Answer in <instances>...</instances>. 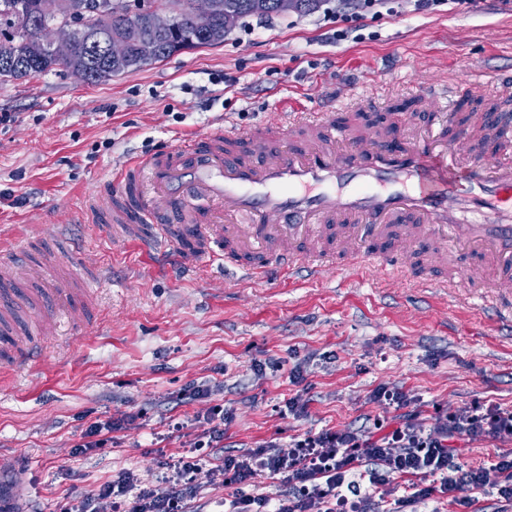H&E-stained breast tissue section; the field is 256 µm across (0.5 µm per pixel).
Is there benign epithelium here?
<instances>
[{"mask_svg": "<svg viewBox=\"0 0 512 512\" xmlns=\"http://www.w3.org/2000/svg\"><path fill=\"white\" fill-rule=\"evenodd\" d=\"M186 7L194 33L201 37L213 35L215 44L223 42L224 31L231 30L238 22V17L225 9V0H188ZM46 8L56 21L38 26L34 48L48 52L58 61H67L74 54L80 33L94 30L98 18L85 16L76 0H48ZM131 16L134 20L127 23L121 35L101 44L109 71L113 73L125 71L132 61L139 69L160 61L159 45L143 33V28L157 34L177 33L175 12L162 0Z\"/></svg>", "mask_w": 512, "mask_h": 512, "instance_id": "benign-epithelium-1", "label": "benign epithelium"}]
</instances>
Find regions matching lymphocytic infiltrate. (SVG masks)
I'll return each instance as SVG.
<instances>
[{
    "instance_id": "lymphocytic-infiltrate-1",
    "label": "lymphocytic infiltrate",
    "mask_w": 512,
    "mask_h": 512,
    "mask_svg": "<svg viewBox=\"0 0 512 512\" xmlns=\"http://www.w3.org/2000/svg\"><path fill=\"white\" fill-rule=\"evenodd\" d=\"M369 398L391 410L389 422L307 432L284 449L272 439L249 452L225 455L211 469L215 484L232 490L224 512H407L439 496L468 507L474 490L512 504V451L474 466L462 462L450 445L481 437L512 442V407L465 403L429 428L420 412L410 410L408 391L378 386ZM229 420L220 405L202 416L172 420L173 429L187 431L189 450L181 456L158 452L161 490L136 491L126 474L93 495L69 499L60 512H190L195 475L208 449L223 441ZM399 477L407 481L401 496L393 486ZM262 478L279 479L284 493L276 498L254 493Z\"/></svg>"
}]
</instances>
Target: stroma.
Segmentation results:
<instances>
[{"mask_svg": "<svg viewBox=\"0 0 512 512\" xmlns=\"http://www.w3.org/2000/svg\"><path fill=\"white\" fill-rule=\"evenodd\" d=\"M363 23L361 39L340 41L321 10L247 17L220 45L94 85L54 72L0 84V244L29 248L48 306L62 280L88 297L57 310L56 336L0 380V477L18 512H58L125 470L155 485L149 447L184 450L170 418L217 404L233 416L224 448L238 452L385 419L368 397L379 385L411 392L430 417L474 400L512 406V327L462 302L480 293L478 278L436 288L444 269L416 255L414 287L340 269L317 282L178 265L160 275L133 245L80 220L87 196L111 207L100 182L115 167L171 138L277 124L290 104L350 90L387 101L369 120L412 132L442 109L425 95L432 85L464 83L479 67L512 76V0L468 13L403 0L398 16ZM296 358L312 386L300 420L279 410L297 391L287 372L256 373ZM192 382L213 395L183 399ZM124 413L134 420L115 443L76 454L90 422Z\"/></svg>", "mask_w": 512, "mask_h": 512, "instance_id": "stroma-1", "label": "stroma"}]
</instances>
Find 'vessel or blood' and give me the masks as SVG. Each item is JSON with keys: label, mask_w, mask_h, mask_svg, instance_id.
<instances>
[{"label": "vessel or blood", "mask_w": 512, "mask_h": 512, "mask_svg": "<svg viewBox=\"0 0 512 512\" xmlns=\"http://www.w3.org/2000/svg\"><path fill=\"white\" fill-rule=\"evenodd\" d=\"M322 103L284 124L251 131L217 127L128 159L113 170L111 211L85 202L88 220L140 247L156 272L233 266L277 281L333 266L407 280L410 248L454 279L482 271L497 289V317L512 324V117L481 119L488 160L459 132L397 134L393 127L340 124ZM27 320L49 334L40 289L0 259V334Z\"/></svg>", "instance_id": "obj_1"}]
</instances>
